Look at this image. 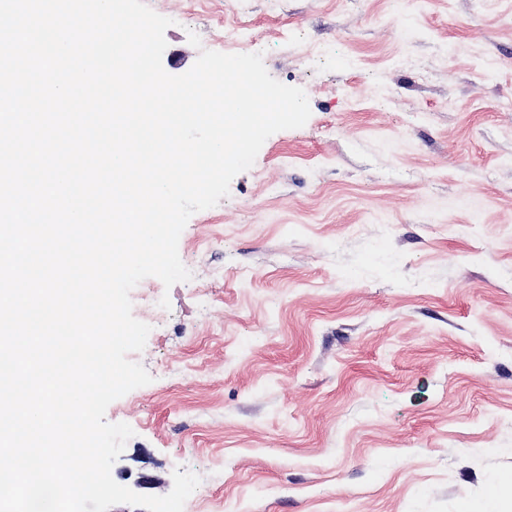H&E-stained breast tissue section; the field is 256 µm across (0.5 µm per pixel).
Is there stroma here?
I'll list each match as a JSON object with an SVG mask.
<instances>
[{
    "label": "stroma",
    "mask_w": 512,
    "mask_h": 512,
    "mask_svg": "<svg viewBox=\"0 0 512 512\" xmlns=\"http://www.w3.org/2000/svg\"><path fill=\"white\" fill-rule=\"evenodd\" d=\"M163 66L251 38L304 89L133 302L150 384L105 419L184 512H460L512 478V0H145ZM201 40L193 47L187 37Z\"/></svg>",
    "instance_id": "obj_1"
}]
</instances>
